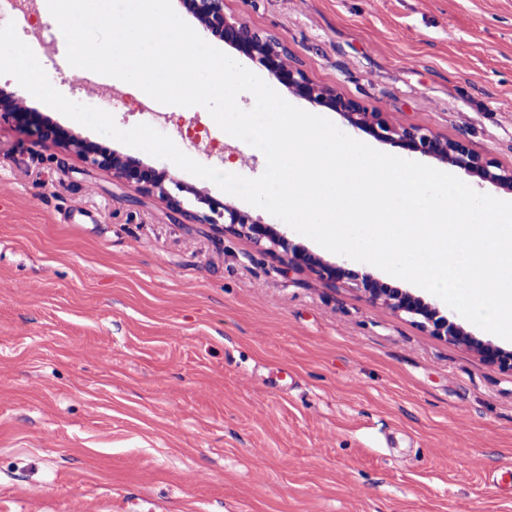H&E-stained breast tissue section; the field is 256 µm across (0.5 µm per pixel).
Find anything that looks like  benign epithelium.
I'll return each instance as SVG.
<instances>
[{"mask_svg":"<svg viewBox=\"0 0 512 512\" xmlns=\"http://www.w3.org/2000/svg\"><path fill=\"white\" fill-rule=\"evenodd\" d=\"M184 7L208 33L235 48L247 58L259 62L288 92L310 104L328 108L355 130L368 132L386 143H398L412 153H418L456 168L468 176L479 178L507 193H512V169L474 152L461 140L438 135L424 127L403 125L381 112H371L361 102L346 98L334 89L320 85L305 72L294 67L288 58V48L278 37H263L234 14L225 11L224 0H182ZM22 96L16 92L0 91V114L12 117L22 127L32 128L38 139L49 147L72 152L85 163L110 170L119 182L142 195H156L168 206L179 211L183 201L172 195L165 182L169 175L144 164L140 159L122 155L95 143L81 139L52 120L39 119L21 106ZM180 192H188L207 209L196 214L201 224H223L225 229L249 239L274 255L286 257V269H308L319 279L336 283L346 279L364 292L373 303H380L397 313L416 320V324L452 345L475 352L487 364L512 371V351H506L490 341L467 332L462 326L450 323L439 315L437 308L399 288L368 275L359 277L344 268L330 265L303 248L293 247L270 225L262 224L226 202H219L174 182Z\"/></svg>","mask_w":512,"mask_h":512,"instance_id":"1","label":"benign epithelium"}]
</instances>
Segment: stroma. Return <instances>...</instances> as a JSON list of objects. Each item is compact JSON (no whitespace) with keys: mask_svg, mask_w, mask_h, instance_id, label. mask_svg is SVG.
<instances>
[{"mask_svg":"<svg viewBox=\"0 0 512 512\" xmlns=\"http://www.w3.org/2000/svg\"><path fill=\"white\" fill-rule=\"evenodd\" d=\"M312 80L512 167V0H226ZM25 109L129 153L31 94ZM167 135L259 177L200 106ZM209 130L213 144L191 139ZM197 191L332 253L171 162ZM0 121V512H512V374Z\"/></svg>","mask_w":512,"mask_h":512,"instance_id":"obj_1","label":"stroma"}]
</instances>
